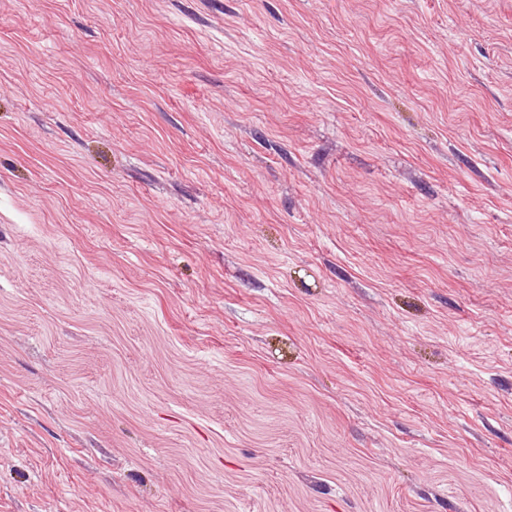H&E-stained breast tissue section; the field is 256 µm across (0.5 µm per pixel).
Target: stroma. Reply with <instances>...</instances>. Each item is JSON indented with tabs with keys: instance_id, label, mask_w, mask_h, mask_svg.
Segmentation results:
<instances>
[{
	"instance_id": "obj_1",
	"label": "stroma",
	"mask_w": 512,
	"mask_h": 512,
	"mask_svg": "<svg viewBox=\"0 0 512 512\" xmlns=\"http://www.w3.org/2000/svg\"><path fill=\"white\" fill-rule=\"evenodd\" d=\"M0 512H512V0H0Z\"/></svg>"
}]
</instances>
